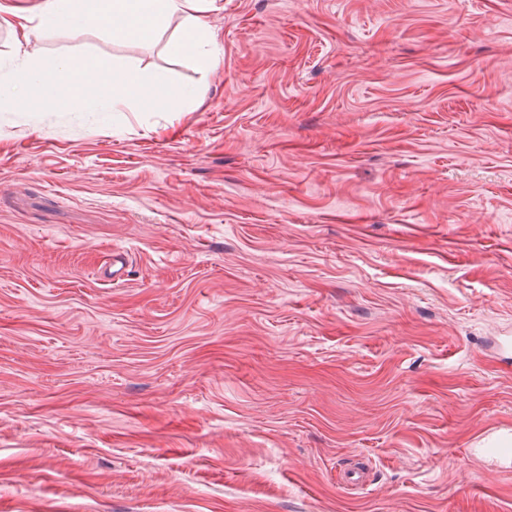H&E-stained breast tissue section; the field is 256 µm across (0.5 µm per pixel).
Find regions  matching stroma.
Segmentation results:
<instances>
[{"instance_id": "1", "label": "stroma", "mask_w": 512, "mask_h": 512, "mask_svg": "<svg viewBox=\"0 0 512 512\" xmlns=\"http://www.w3.org/2000/svg\"><path fill=\"white\" fill-rule=\"evenodd\" d=\"M220 3L29 46L195 111L0 109V512H512V0Z\"/></svg>"}]
</instances>
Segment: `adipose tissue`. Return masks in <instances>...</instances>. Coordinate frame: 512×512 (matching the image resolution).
Listing matches in <instances>:
<instances>
[{"label":"adipose tissue","mask_w":512,"mask_h":512,"mask_svg":"<svg viewBox=\"0 0 512 512\" xmlns=\"http://www.w3.org/2000/svg\"><path fill=\"white\" fill-rule=\"evenodd\" d=\"M219 9V0H38L31 7L20 0H0V28L9 31L15 45L9 58H0V102H9L20 112L74 109L90 101L106 112L120 98L133 99L147 112L167 111L174 100L193 105L200 96L197 87L173 85L151 73L106 71L86 59L36 61L26 47L41 31L63 27L79 35L94 22L105 26L113 38L148 41L179 16L183 33L172 42L173 53L194 57L208 71L222 59L208 23L209 14Z\"/></svg>","instance_id":"obj_1"}]
</instances>
